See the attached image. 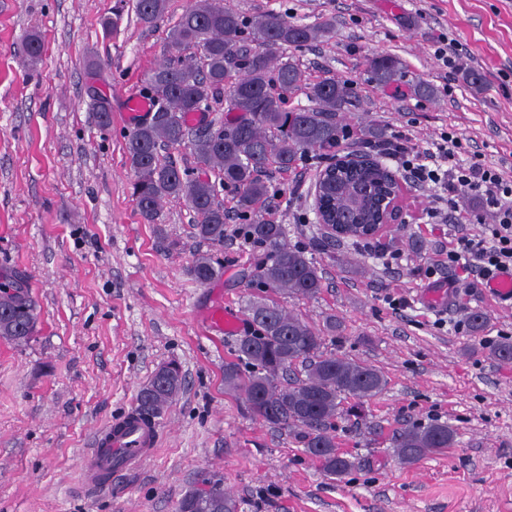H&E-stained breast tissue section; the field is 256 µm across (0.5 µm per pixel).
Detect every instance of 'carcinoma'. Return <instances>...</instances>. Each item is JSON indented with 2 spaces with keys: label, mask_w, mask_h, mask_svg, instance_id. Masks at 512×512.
<instances>
[{
  "label": "carcinoma",
  "mask_w": 512,
  "mask_h": 512,
  "mask_svg": "<svg viewBox=\"0 0 512 512\" xmlns=\"http://www.w3.org/2000/svg\"><path fill=\"white\" fill-rule=\"evenodd\" d=\"M166 0H136L140 23L153 27L163 20ZM334 21L315 24L290 22L277 14L259 13L250 18L219 0H195L169 29L175 50H200V63L174 56L146 78L152 117L127 136L126 154L135 172L133 195L140 215L153 222L164 198L182 199L195 215V235L202 241L224 242L226 224L241 221L245 236L266 251L265 260L249 274L265 294L248 300V332L237 339L236 360L224 365V386L242 398L255 418L300 435L309 457L328 477L340 479L353 467L347 454L337 452L330 434L334 420L344 412V403H363L379 395L387 385L377 369L321 351L324 339L298 315L286 310L267 293L308 299L320 294L324 277L305 251L289 246L283 225L269 219L252 218L258 206L270 197L268 179L260 172L271 166L280 171L296 168L305 155L340 145L344 125L342 113L350 110L355 97L346 81H308L296 62L272 66L271 49L311 46L332 34ZM40 35L30 34L25 52L32 61L42 57ZM403 63L393 55L376 54L368 61L371 81L390 88L401 81ZM237 72L229 80L231 72ZM304 92L310 106L290 111L286 95ZM222 100L227 119L218 129L189 139L186 115L203 112L210 100ZM190 142L198 163L221 172L223 187L234 193L235 212L217 200L216 185L207 179L190 178L175 162L160 158L163 146ZM372 187L376 194L398 187L385 172L361 167L336 172L323 185V204L336 222L376 224L378 208L371 204L358 217L350 216L347 188ZM191 276L205 285L219 275L202 256L189 268ZM35 306L24 290L0 285V336L18 344L35 334ZM304 365V376L285 377L296 364ZM251 371L245 373L241 365ZM166 369L175 383L163 389L152 382L146 395L137 396L135 411L155 417L179 392V367ZM455 432L446 422L412 423L394 440L403 464L445 452L454 446ZM238 512L235 499L224 492L221 478L209 477L179 501L177 512Z\"/></svg>",
  "instance_id": "cac0c4a2"
}]
</instances>
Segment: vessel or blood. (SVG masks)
I'll return each mask as SVG.
<instances>
[{
    "label": "vessel or blood",
    "instance_id": "vessel-or-blood-1",
    "mask_svg": "<svg viewBox=\"0 0 512 512\" xmlns=\"http://www.w3.org/2000/svg\"><path fill=\"white\" fill-rule=\"evenodd\" d=\"M151 109L148 98L126 96L120 110L126 120L138 123ZM485 294L500 305H512V270L496 273L486 280ZM156 445L155 421L130 415L103 428L92 442V447L81 463V477L86 486H103L104 476L122 475L140 466L154 451Z\"/></svg>",
    "mask_w": 512,
    "mask_h": 512
}]
</instances>
